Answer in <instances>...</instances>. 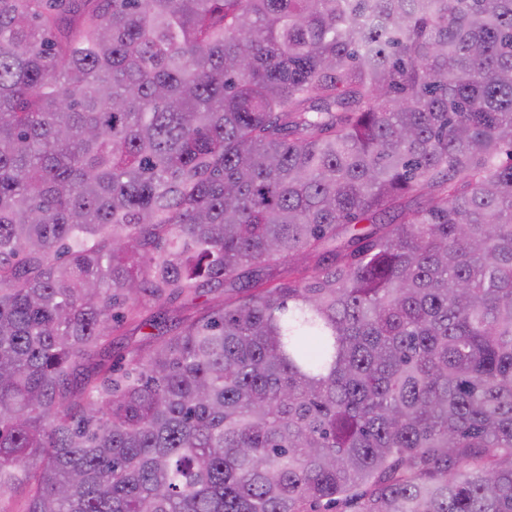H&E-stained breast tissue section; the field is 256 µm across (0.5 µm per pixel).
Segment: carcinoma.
<instances>
[{"label": "carcinoma", "mask_w": 512, "mask_h": 512, "mask_svg": "<svg viewBox=\"0 0 512 512\" xmlns=\"http://www.w3.org/2000/svg\"><path fill=\"white\" fill-rule=\"evenodd\" d=\"M339 506L512 512V0H0V512Z\"/></svg>", "instance_id": "carcinoma-1"}]
</instances>
